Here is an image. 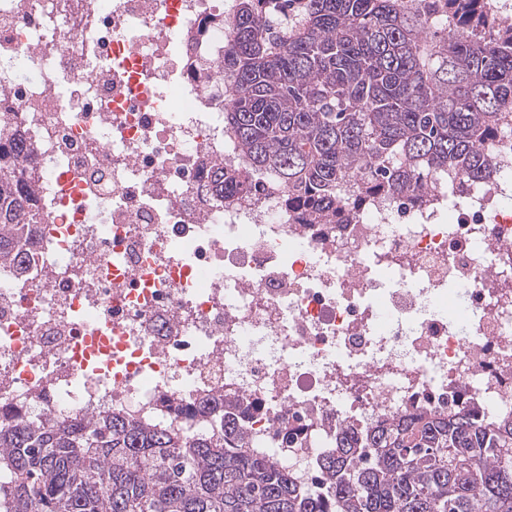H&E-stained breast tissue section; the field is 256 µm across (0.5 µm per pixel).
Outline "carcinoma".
<instances>
[{"mask_svg":"<svg viewBox=\"0 0 512 512\" xmlns=\"http://www.w3.org/2000/svg\"><path fill=\"white\" fill-rule=\"evenodd\" d=\"M306 0L295 17L238 0L224 124L254 169L335 221L332 203L419 188L424 171L485 176L487 145L512 132V28L475 36L482 0ZM24 142L0 118V261L27 272L22 246L40 222ZM354 178L347 186V178ZM215 195L251 187L213 171ZM212 429L108 414L75 424L0 416V512H512V428L469 413L342 433L321 460L325 487L303 490L253 456L217 402Z\"/></svg>","mask_w":512,"mask_h":512,"instance_id":"carcinoma-1","label":"carcinoma"}]
</instances>
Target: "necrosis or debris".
Returning a JSON list of instances; mask_svg holds the SVG:
<instances>
[{"label": "necrosis or debris", "instance_id": "necrosis-or-debris-1", "mask_svg": "<svg viewBox=\"0 0 512 512\" xmlns=\"http://www.w3.org/2000/svg\"><path fill=\"white\" fill-rule=\"evenodd\" d=\"M236 0H0V112L42 214L0 265V412L178 419L223 396L310 487L348 428L458 409L512 425V135L483 180L426 176L335 224L224 133ZM212 186L214 188L215 195L218 197H224V200L231 198L233 192L238 190V186L245 189L251 188L245 177L235 170L228 171L223 168H216L213 173ZM228 193V195H226Z\"/></svg>", "mask_w": 512, "mask_h": 512}]
</instances>
